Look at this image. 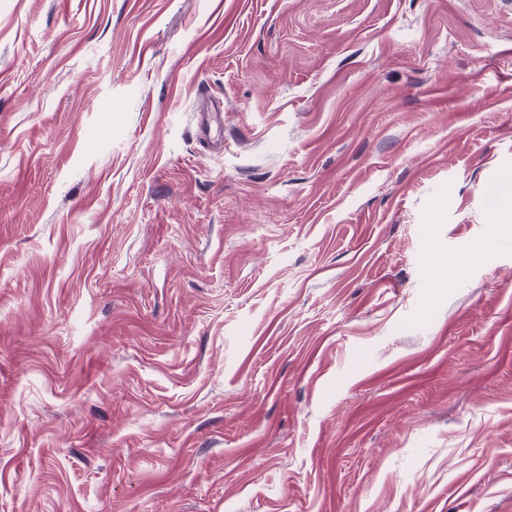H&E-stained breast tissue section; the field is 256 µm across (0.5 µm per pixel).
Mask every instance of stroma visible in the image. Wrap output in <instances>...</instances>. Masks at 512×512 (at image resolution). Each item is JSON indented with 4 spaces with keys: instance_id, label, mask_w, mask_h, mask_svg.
<instances>
[{
    "instance_id": "35a3bbf8",
    "label": "stroma",
    "mask_w": 512,
    "mask_h": 512,
    "mask_svg": "<svg viewBox=\"0 0 512 512\" xmlns=\"http://www.w3.org/2000/svg\"><path fill=\"white\" fill-rule=\"evenodd\" d=\"M512 0H0V512H512Z\"/></svg>"
}]
</instances>
